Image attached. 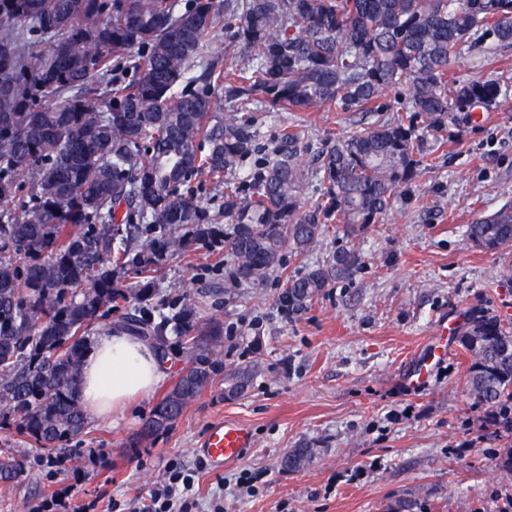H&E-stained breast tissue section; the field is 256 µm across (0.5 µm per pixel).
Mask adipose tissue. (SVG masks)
I'll list each match as a JSON object with an SVG mask.
<instances>
[{"mask_svg":"<svg viewBox=\"0 0 512 512\" xmlns=\"http://www.w3.org/2000/svg\"><path fill=\"white\" fill-rule=\"evenodd\" d=\"M163 375L164 366L149 343L105 330L84 359L80 402L89 418L110 420L123 414L133 398L149 393Z\"/></svg>","mask_w":512,"mask_h":512,"instance_id":"ef3b65f1","label":"adipose tissue"}]
</instances>
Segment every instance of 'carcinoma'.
Masks as SVG:
<instances>
[{
	"mask_svg": "<svg viewBox=\"0 0 512 512\" xmlns=\"http://www.w3.org/2000/svg\"><path fill=\"white\" fill-rule=\"evenodd\" d=\"M225 28L240 55L224 69L208 39ZM487 35L512 43V0H189L179 10L174 0H0V417L42 448L84 436L74 377L113 307L139 304L107 329L159 349L170 332L193 347L223 336L190 305L156 323L141 307L168 260L222 236L236 287L262 280L285 243L302 254L319 241L324 226L298 215L297 134H282L248 187L231 178L255 150L263 106L378 112L399 88L407 111L441 133L448 113L506 97L512 70L464 85L451 71ZM317 162V210L351 228L376 223L425 158L408 116L330 141ZM193 181L224 184L218 210ZM467 241L486 253L512 247V205L476 218ZM361 264L342 248L288 279L281 301L297 313ZM458 343L471 356L469 392L512 434V322L472 315ZM253 375L237 369L224 391L241 394ZM208 380L202 364L185 369L143 436L169 428ZM310 458L293 448L280 465ZM20 472L0 457V482Z\"/></svg>",
	"mask_w": 512,
	"mask_h": 512,
	"instance_id": "obj_1",
	"label": "carcinoma"
}]
</instances>
